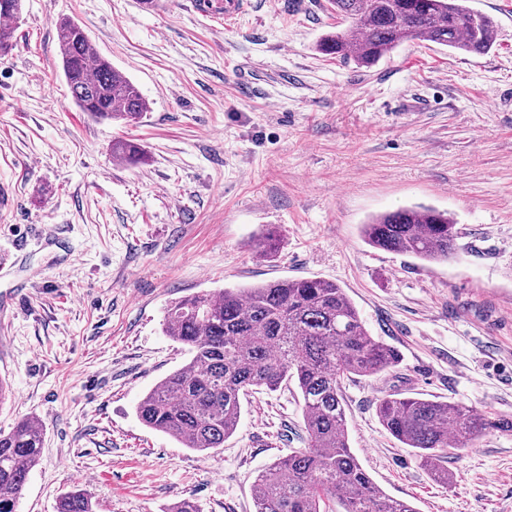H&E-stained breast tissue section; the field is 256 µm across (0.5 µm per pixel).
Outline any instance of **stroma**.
<instances>
[{
	"label": "stroma",
	"instance_id": "stroma-1",
	"mask_svg": "<svg viewBox=\"0 0 512 512\" xmlns=\"http://www.w3.org/2000/svg\"><path fill=\"white\" fill-rule=\"evenodd\" d=\"M497 24L493 48L404 43L371 67L321 54L328 0H248L215 30L191 0H24L0 57V430L44 426L19 512H55L73 486L97 512H254L252 485L304 445L295 387L258 391L212 453L144 426L135 407L187 354L161 330L167 306L223 286L318 277L344 288L400 364L343 385L352 452L417 512H512V432L449 459L443 484L380 424L403 393L512 417V0H470ZM68 17L138 85L137 122L74 104L55 23ZM130 139L146 161L126 165ZM448 211L443 262L377 250L370 217ZM65 240L61 264L43 238ZM275 237V259L255 241ZM38 269L26 281L28 269ZM112 156L130 165L143 163L146 160L144 150L138 144L127 140L112 143Z\"/></svg>",
	"mask_w": 512,
	"mask_h": 512
}]
</instances>
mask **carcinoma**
Here are the masks:
<instances>
[{"label": "carcinoma", "instance_id": "obj_1", "mask_svg": "<svg viewBox=\"0 0 512 512\" xmlns=\"http://www.w3.org/2000/svg\"><path fill=\"white\" fill-rule=\"evenodd\" d=\"M469 0H329L349 26L328 32L318 50L369 67L398 45L427 41L485 54L496 40L495 20ZM61 69L75 105L99 120L136 121L148 110L139 87L92 52L73 19L58 23ZM112 156L125 164L146 160L136 143L118 140ZM364 242L427 262L458 250L460 231L446 211L405 207L370 218ZM164 335L188 352L187 362L162 378L137 404L147 427L182 447H224L237 430L243 399L255 390L299 391L305 447L279 459L253 485L256 512H417L381 490L349 445L342 386L399 363L398 351L376 340L341 286L320 278L224 287L171 304ZM383 428L413 449L419 463L448 481V455L490 432H512V418L458 402L391 394L377 405ZM44 445L33 417L0 431V512H18ZM91 493L66 492L57 512H95Z\"/></svg>", "mask_w": 512, "mask_h": 512}]
</instances>
